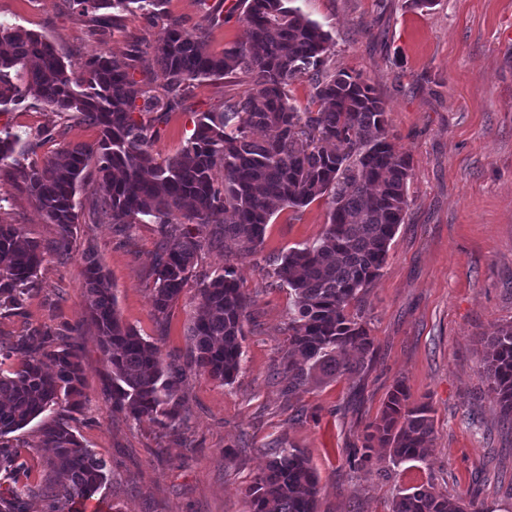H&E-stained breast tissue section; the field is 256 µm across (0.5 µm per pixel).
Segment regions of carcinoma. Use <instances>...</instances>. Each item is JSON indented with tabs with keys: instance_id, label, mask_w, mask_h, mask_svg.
Returning <instances> with one entry per match:
<instances>
[{
	"instance_id": "cac0c4a2",
	"label": "carcinoma",
	"mask_w": 512,
	"mask_h": 512,
	"mask_svg": "<svg viewBox=\"0 0 512 512\" xmlns=\"http://www.w3.org/2000/svg\"><path fill=\"white\" fill-rule=\"evenodd\" d=\"M79 13L109 25L98 14L135 5L148 18L164 0H72ZM294 0H239L233 10L249 40L216 54L208 26L221 18L224 0L206 13L198 34L188 36L180 19L158 32L151 48L129 42L122 60L100 54L65 62L41 36L0 21V106L31 96L58 112H75L100 129L95 146L77 145L41 161L16 155L20 136L0 129V171L20 173L24 189L57 226L54 251L68 255L78 215L75 195L95 163L104 191L96 214L101 224H155L161 240L153 266L152 312L162 321L189 281L201 254L214 241L230 239L245 259L259 252L276 209L301 208L319 198L329 212L322 236L273 261V277L292 296L288 339L278 372L288 390L317 371L362 378L374 341L362 323L361 294L383 268L398 226L405 221L409 154L393 142L386 109L359 76L328 64L331 35ZM159 70L164 92L136 73ZM238 72L251 78L239 98L219 112H200L184 153L159 162L150 152L156 125L179 108L195 80ZM304 78L311 104L303 112L290 102L289 86ZM40 244L16 224L0 220V307L16 308L43 264ZM86 308L112 373V404L135 421L163 430L185 426L178 394L183 368L124 324L94 245L84 251ZM195 314L187 328L197 369L225 384L242 363L249 305L234 271L198 278ZM19 360L0 372V512H25L33 488L23 481L19 447L7 440L64 399L81 405L82 366L70 334L43 331L0 341V359ZM484 370L502 422L512 427V325L488 343ZM433 408L412 403L403 383L387 394L380 416L368 426L347 460L364 465L375 447L388 449L392 464L426 457L433 441ZM41 443L54 449L49 461L60 481L38 488L50 512H84L107 479V462L63 422L41 428ZM318 478L298 448L279 443L266 468L245 489L249 512H318ZM391 512H484L474 500H450L423 484L398 494Z\"/></svg>"
}]
</instances>
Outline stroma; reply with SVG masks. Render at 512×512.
Masks as SVG:
<instances>
[{
	"label": "stroma",
	"instance_id": "obj_1",
	"mask_svg": "<svg viewBox=\"0 0 512 512\" xmlns=\"http://www.w3.org/2000/svg\"><path fill=\"white\" fill-rule=\"evenodd\" d=\"M297 4L332 36L330 65L361 76L383 99L389 132L412 159L405 222L360 303L375 343L366 375L313 377L292 391L275 372L292 298L270 276L267 260L323 234L325 199L278 210L256 257L239 258L229 240L203 255L199 272L232 264L250 299L242 366L227 385L190 362L195 284L184 288L165 322L153 316L155 225L136 224L124 235L98 223L101 191L87 174L75 197L79 221L70 252L61 258L50 250L57 227L23 190L20 174L0 176V194L10 200L0 218L46 250L36 289L20 309L0 310V340L33 327L80 328L86 405L68 414L54 406L15 432L28 483L35 488L49 478L52 452L40 447V430L62 417L109 465L94 497L100 512H247L244 490L280 442L310 459L319 512H389L400 491L427 483L450 499L482 503L484 512H512V429L501 421L482 362L487 337L512 324V0H434L426 9L410 0ZM0 19L42 35L67 61L99 53L120 59L129 37L151 44L158 31L136 10L97 34L71 0H0ZM249 83L242 73L196 81L160 124L152 154L161 161L180 156L197 113L221 109ZM4 126L41 159L99 138L76 113L31 99L0 110ZM90 243L122 321L162 353L180 357L182 433L133 423L112 406V375L85 309L81 268ZM399 380L411 401L434 410L429 455L386 472L350 467L344 448L362 443Z\"/></svg>",
	"mask_w": 512,
	"mask_h": 512
}]
</instances>
